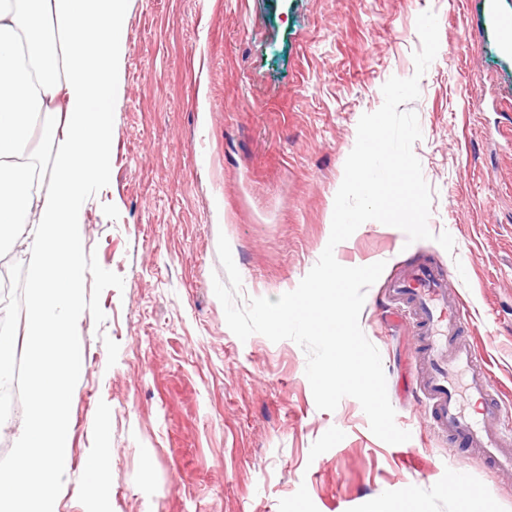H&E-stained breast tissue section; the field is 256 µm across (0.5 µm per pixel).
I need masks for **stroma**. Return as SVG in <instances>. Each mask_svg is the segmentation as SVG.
<instances>
[{
    "instance_id": "1",
    "label": "stroma",
    "mask_w": 512,
    "mask_h": 512,
    "mask_svg": "<svg viewBox=\"0 0 512 512\" xmlns=\"http://www.w3.org/2000/svg\"><path fill=\"white\" fill-rule=\"evenodd\" d=\"M440 47L411 102L413 146L437 242L362 224L334 249L384 262L359 323L379 350L399 428L390 445L360 403L318 409L291 340L238 339L213 289L226 235L237 303L294 290L330 236L362 114L411 77L418 15ZM512 0H127L112 90L111 176L84 214L87 366L74 385L69 476L57 512H91L86 461L111 472L102 512H461L456 450L407 376L418 336L390 319L386 283L421 259L456 270L495 380L512 387ZM30 339L13 357L19 401L0 470L32 403ZM483 512H512L498 472L471 468Z\"/></svg>"
}]
</instances>
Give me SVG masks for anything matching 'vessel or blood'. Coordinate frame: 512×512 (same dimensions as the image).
<instances>
[{"label":"vessel or blood","instance_id":"1","mask_svg":"<svg viewBox=\"0 0 512 512\" xmlns=\"http://www.w3.org/2000/svg\"><path fill=\"white\" fill-rule=\"evenodd\" d=\"M453 277L452 271L420 261L389 282L397 314L411 320L419 336L414 388L424 396L437 432L466 449L469 458L512 472V408L500 398L488 361L470 336L465 301L448 286ZM465 396L478 404L477 417L464 412Z\"/></svg>","mask_w":512,"mask_h":512}]
</instances>
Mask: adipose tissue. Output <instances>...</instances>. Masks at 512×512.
Returning <instances> with one entry per match:
<instances>
[{
	"mask_svg": "<svg viewBox=\"0 0 512 512\" xmlns=\"http://www.w3.org/2000/svg\"><path fill=\"white\" fill-rule=\"evenodd\" d=\"M126 0H0V243L28 256L24 314L43 349L0 512H57L68 475L71 389L85 371L80 230L89 190L111 171L112 89ZM54 146L40 169L39 144ZM51 192H43L44 179Z\"/></svg>",
	"mask_w": 512,
	"mask_h": 512,
	"instance_id": "1",
	"label": "adipose tissue"
}]
</instances>
